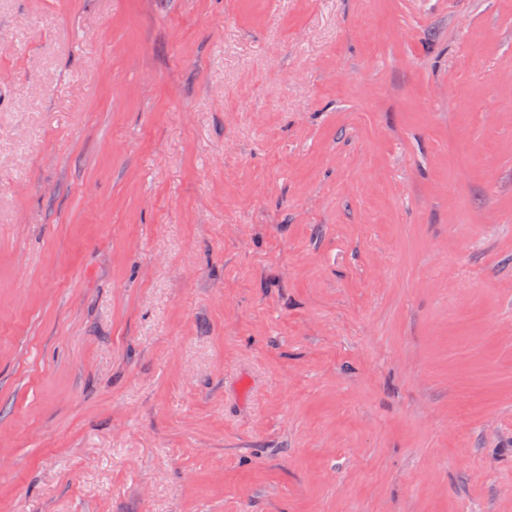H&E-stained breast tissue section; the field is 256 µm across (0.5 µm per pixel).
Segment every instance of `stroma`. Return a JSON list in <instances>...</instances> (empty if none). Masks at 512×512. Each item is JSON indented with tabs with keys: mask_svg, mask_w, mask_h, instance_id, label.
Segmentation results:
<instances>
[{
	"mask_svg": "<svg viewBox=\"0 0 512 512\" xmlns=\"http://www.w3.org/2000/svg\"><path fill=\"white\" fill-rule=\"evenodd\" d=\"M0 512H512V0H0Z\"/></svg>",
	"mask_w": 512,
	"mask_h": 512,
	"instance_id": "stroma-1",
	"label": "stroma"
}]
</instances>
